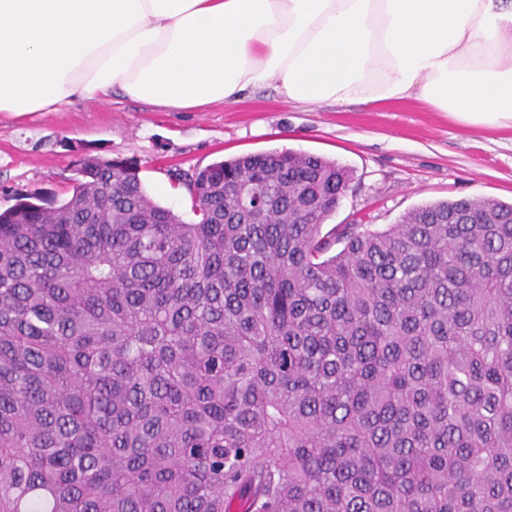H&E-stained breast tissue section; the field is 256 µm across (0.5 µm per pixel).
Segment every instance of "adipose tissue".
Instances as JSON below:
<instances>
[{
  "label": "adipose tissue",
  "mask_w": 512,
  "mask_h": 512,
  "mask_svg": "<svg viewBox=\"0 0 512 512\" xmlns=\"http://www.w3.org/2000/svg\"><path fill=\"white\" fill-rule=\"evenodd\" d=\"M268 85L512 127V0H0V112L115 90L180 112Z\"/></svg>",
  "instance_id": "obj_1"
}]
</instances>
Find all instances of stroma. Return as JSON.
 Wrapping results in <instances>:
<instances>
[{"label": "stroma", "instance_id": "1", "mask_svg": "<svg viewBox=\"0 0 512 512\" xmlns=\"http://www.w3.org/2000/svg\"><path fill=\"white\" fill-rule=\"evenodd\" d=\"M274 149L309 152L353 179L326 227L396 223L412 208L459 198L512 202V128L465 127L419 100L386 105H303L274 87L244 100L172 112L123 96L79 99L55 112L0 113V211L25 194L67 195L89 158L137 168L147 193L193 221L174 171Z\"/></svg>", "mask_w": 512, "mask_h": 512}]
</instances>
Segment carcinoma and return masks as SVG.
<instances>
[{"mask_svg":"<svg viewBox=\"0 0 512 512\" xmlns=\"http://www.w3.org/2000/svg\"><path fill=\"white\" fill-rule=\"evenodd\" d=\"M0 213V512H512V204L325 220L292 149ZM341 249H336V245Z\"/></svg>","mask_w":512,"mask_h":512,"instance_id":"obj_1","label":"carcinoma"}]
</instances>
